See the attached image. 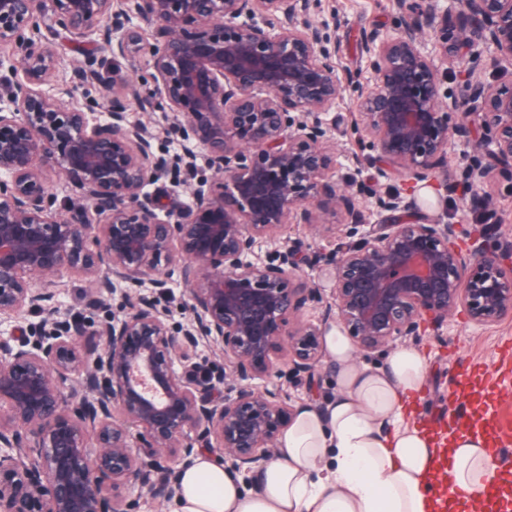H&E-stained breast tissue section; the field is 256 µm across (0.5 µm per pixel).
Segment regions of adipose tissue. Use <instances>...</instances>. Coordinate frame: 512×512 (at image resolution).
Wrapping results in <instances>:
<instances>
[{
    "label": "adipose tissue",
    "mask_w": 512,
    "mask_h": 512,
    "mask_svg": "<svg viewBox=\"0 0 512 512\" xmlns=\"http://www.w3.org/2000/svg\"><path fill=\"white\" fill-rule=\"evenodd\" d=\"M340 392L304 406L276 457L243 493L222 461L199 453L179 472V512H485L498 469L482 431L443 437L410 416L426 383L415 349L390 352L384 368L354 362L338 327L324 337Z\"/></svg>",
    "instance_id": "1"
}]
</instances>
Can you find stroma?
Here are the masks:
<instances>
[{
  "label": "stroma",
  "mask_w": 512,
  "mask_h": 512,
  "mask_svg": "<svg viewBox=\"0 0 512 512\" xmlns=\"http://www.w3.org/2000/svg\"><path fill=\"white\" fill-rule=\"evenodd\" d=\"M333 13L341 20L335 32L340 72L356 76L360 83H373L374 76L362 58L360 36L370 28L394 31L399 15L392 0H322L323 16ZM339 111L341 120L332 132L337 150L360 156V176L371 188L385 192L397 187V179L383 180L377 176L379 164L368 145L353 92H346ZM485 189L492 199L489 211L470 209L467 194L456 191L448 196L444 219L477 229L491 225L484 246L495 250L512 244V172L494 170ZM408 345L421 351L427 361L425 391L417 402L414 418L428 427L442 429L458 407L469 408L484 400L478 375L501 370L511 357L507 350L512 347V321L478 327L460 314L440 332L426 331L409 340Z\"/></svg>",
  "instance_id": "1"
}]
</instances>
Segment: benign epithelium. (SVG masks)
<instances>
[{"label": "benign epithelium", "instance_id": "7a95c632", "mask_svg": "<svg viewBox=\"0 0 512 512\" xmlns=\"http://www.w3.org/2000/svg\"><path fill=\"white\" fill-rule=\"evenodd\" d=\"M439 2L395 0L398 28L362 32L375 75L356 86L363 128L378 177L402 178L369 194L327 176L342 166L328 115L353 80L325 33L336 14L311 21L321 0H0V512H139L145 494L171 500V463L203 450L257 492L296 413L287 389L321 376L330 324L370 355L462 311L476 326L512 319V249H485L464 224L403 221L458 140L474 152L465 188L512 168V85L484 77L512 66V0ZM61 30L91 47L70 63L75 89L122 85L106 115L51 93ZM144 50L142 83L101 66L102 52ZM455 59L461 99L443 88ZM133 103L176 116L177 167L155 147L162 131L128 121ZM200 150L210 179L198 177ZM47 169L73 196L58 200ZM169 172L190 203L167 211L145 188ZM366 195L376 223L358 208ZM325 215L344 219L336 246L314 255L333 277L329 297L284 237ZM262 241L282 249L263 259ZM175 277L187 296L178 326L166 301ZM65 279L86 285L73 313L57 300ZM117 293L112 314L97 315ZM306 309L317 320L303 321ZM202 346L224 362L200 359Z\"/></svg>", "mask_w": 512, "mask_h": 512}]
</instances>
